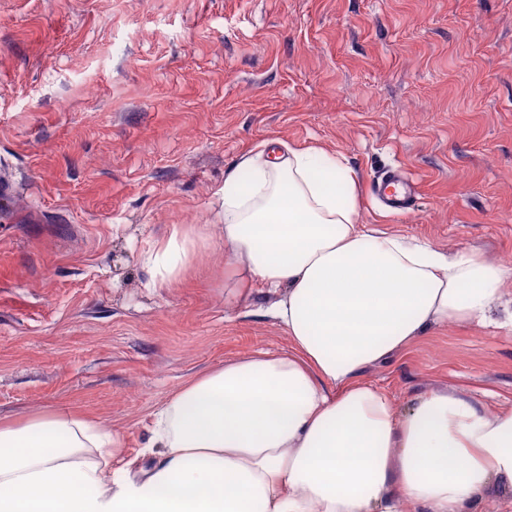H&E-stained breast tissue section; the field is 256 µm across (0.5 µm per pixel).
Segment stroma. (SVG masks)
Wrapping results in <instances>:
<instances>
[{"mask_svg": "<svg viewBox=\"0 0 512 512\" xmlns=\"http://www.w3.org/2000/svg\"><path fill=\"white\" fill-rule=\"evenodd\" d=\"M268 140L351 167L357 221L512 256V0H0V421L95 419L145 446L153 410L286 332L228 296L216 190ZM393 166L419 183L384 211ZM203 229L184 276L145 251ZM399 410L429 389L512 404V333L430 329L367 368ZM372 194L393 214L403 215L413 206L417 185L401 169L390 170L372 184Z\"/></svg>", "mask_w": 512, "mask_h": 512, "instance_id": "obj_1", "label": "stroma"}]
</instances>
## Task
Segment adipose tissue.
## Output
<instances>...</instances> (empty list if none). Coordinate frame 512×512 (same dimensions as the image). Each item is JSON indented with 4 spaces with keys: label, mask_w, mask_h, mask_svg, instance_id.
I'll use <instances>...</instances> for the list:
<instances>
[{
    "label": "adipose tissue",
    "mask_w": 512,
    "mask_h": 512,
    "mask_svg": "<svg viewBox=\"0 0 512 512\" xmlns=\"http://www.w3.org/2000/svg\"><path fill=\"white\" fill-rule=\"evenodd\" d=\"M224 252L265 289L288 354L258 351L159 405L142 455L55 411L0 423V512H476L512 486V406L448 391L407 412L361 377L431 327L488 321L512 266L357 222L351 168L280 141L243 154L218 190ZM196 249L173 229L144 256L168 287Z\"/></svg>",
    "instance_id": "adipose-tissue-1"
}]
</instances>
